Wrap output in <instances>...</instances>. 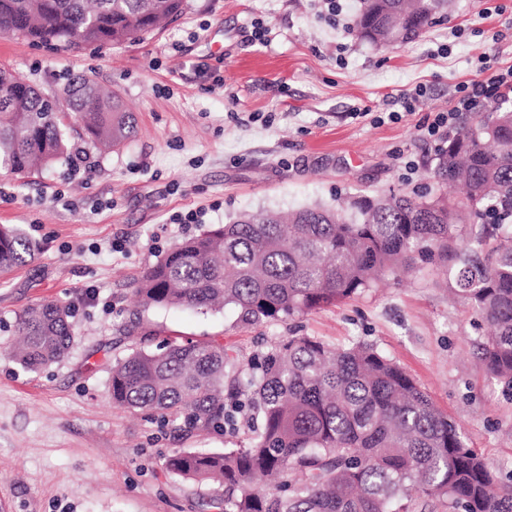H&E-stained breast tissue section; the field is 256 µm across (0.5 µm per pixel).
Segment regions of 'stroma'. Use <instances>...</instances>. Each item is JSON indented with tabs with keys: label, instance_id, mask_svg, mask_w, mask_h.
Listing matches in <instances>:
<instances>
[{
	"label": "stroma",
	"instance_id": "stroma-1",
	"mask_svg": "<svg viewBox=\"0 0 512 512\" xmlns=\"http://www.w3.org/2000/svg\"><path fill=\"white\" fill-rule=\"evenodd\" d=\"M188 0L184 13L136 43L75 53L0 36V67L53 92L83 73L135 112L125 147L61 161L30 177L0 171V224L23 229L38 253L0 277V512H206L207 489L171 476L180 447L247 445L259 422L172 439L157 421L112 403L113 364L139 348L135 320L161 338L212 337L240 366L291 335L345 347L374 344L427 391L512 484V391L480 364L485 325L453 298L440 267L288 321H243L231 305L202 313L141 310L137 278L184 240L244 213H285L357 194L429 197L447 134L423 125L452 106L481 57L512 66V0H448L408 43L361 40L362 0ZM267 30L254 38L255 24ZM424 94L403 111L402 94ZM195 211L192 224L172 223ZM68 305V355L38 371L14 359L17 316Z\"/></svg>",
	"mask_w": 512,
	"mask_h": 512
}]
</instances>
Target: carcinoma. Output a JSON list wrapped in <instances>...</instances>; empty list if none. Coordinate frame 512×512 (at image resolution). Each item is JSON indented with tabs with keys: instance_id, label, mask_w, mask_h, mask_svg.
<instances>
[{
	"instance_id": "1",
	"label": "carcinoma",
	"mask_w": 512,
	"mask_h": 512,
	"mask_svg": "<svg viewBox=\"0 0 512 512\" xmlns=\"http://www.w3.org/2000/svg\"><path fill=\"white\" fill-rule=\"evenodd\" d=\"M448 0L365 3L360 38L391 46L420 36ZM187 0H0V34L79 51L135 42L181 15ZM0 169L29 176L71 157L64 119L96 149L130 142L135 113L86 75L52 96L0 69ZM428 199L358 195L336 207H302L283 219L244 214L186 240L137 280L144 308L201 312L233 305L248 322L286 321L352 299L386 279L438 259L454 268V290L486 322L479 359L512 388V105L498 103L440 150ZM32 241L0 225V272L24 265ZM16 360L36 371L62 360L73 340L70 308L46 302L16 320ZM112 404L154 415L180 440L222 432L233 413L254 408L261 428L247 446L183 448L166 471L214 486V512H413L444 500L454 512H512V486L414 379L374 345L332 346L287 336L245 370L217 339L141 348L112 367Z\"/></svg>"
}]
</instances>
